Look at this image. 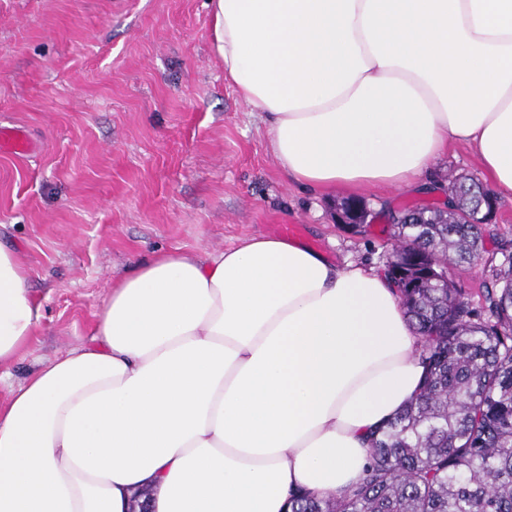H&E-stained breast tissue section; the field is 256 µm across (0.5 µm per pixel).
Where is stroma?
<instances>
[{
    "label": "stroma",
    "instance_id": "35a3bbf8",
    "mask_svg": "<svg viewBox=\"0 0 512 512\" xmlns=\"http://www.w3.org/2000/svg\"><path fill=\"white\" fill-rule=\"evenodd\" d=\"M207 0H0V128L36 144L0 152V243L29 273L43 319L0 367L12 387L87 345L114 281L159 251H219L276 224L338 265L385 270L392 216L444 207L449 179L479 176L453 142L439 190L371 187L362 232L338 223L343 191L301 187L276 165L263 113L249 111L213 55Z\"/></svg>",
    "mask_w": 512,
    "mask_h": 512
}]
</instances>
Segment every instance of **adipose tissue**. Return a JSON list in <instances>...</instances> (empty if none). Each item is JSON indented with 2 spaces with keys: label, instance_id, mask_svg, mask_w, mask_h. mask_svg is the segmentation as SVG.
Returning <instances> with one entry per match:
<instances>
[{
  "label": "adipose tissue",
  "instance_id": "1",
  "mask_svg": "<svg viewBox=\"0 0 512 512\" xmlns=\"http://www.w3.org/2000/svg\"><path fill=\"white\" fill-rule=\"evenodd\" d=\"M224 77L310 189L425 191L448 144L512 195V0H209ZM0 244V366L43 317ZM386 273L257 236L162 252L93 344L0 403V512H290L359 482L425 368Z\"/></svg>",
  "mask_w": 512,
  "mask_h": 512
}]
</instances>
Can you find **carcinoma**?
Returning a JSON list of instances; mask_svg holds the SVG:
<instances>
[{"label": "carcinoma", "instance_id": "cac0c4a2", "mask_svg": "<svg viewBox=\"0 0 512 512\" xmlns=\"http://www.w3.org/2000/svg\"><path fill=\"white\" fill-rule=\"evenodd\" d=\"M454 210L406 208L394 217L405 258L404 314L419 333L427 376L419 394L371 440L360 482L292 512H512V253L484 257L483 225L468 222L492 194L469 178L448 187ZM484 264L495 287L483 310L450 280Z\"/></svg>", "mask_w": 512, "mask_h": 512}]
</instances>
